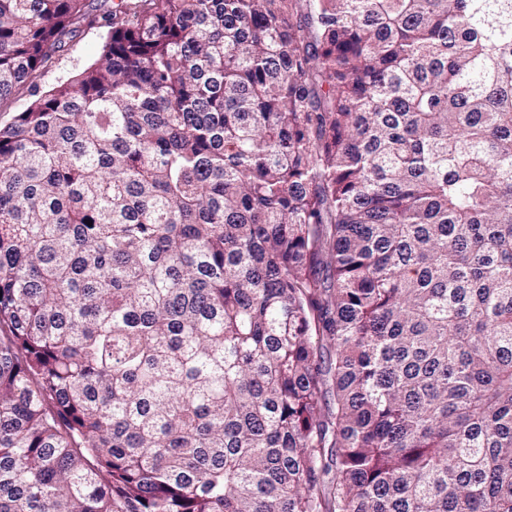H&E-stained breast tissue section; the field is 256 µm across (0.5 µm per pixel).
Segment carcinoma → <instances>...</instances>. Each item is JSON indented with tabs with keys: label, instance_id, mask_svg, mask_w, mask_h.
Segmentation results:
<instances>
[{
	"label": "carcinoma",
	"instance_id": "obj_1",
	"mask_svg": "<svg viewBox=\"0 0 512 512\" xmlns=\"http://www.w3.org/2000/svg\"><path fill=\"white\" fill-rule=\"evenodd\" d=\"M101 21L0 126V512H512V0ZM106 28L100 23L83 27V31L70 43L68 51L54 60L37 80V88L42 92L67 80L77 71L97 61L102 52Z\"/></svg>",
	"mask_w": 512,
	"mask_h": 512
}]
</instances>
